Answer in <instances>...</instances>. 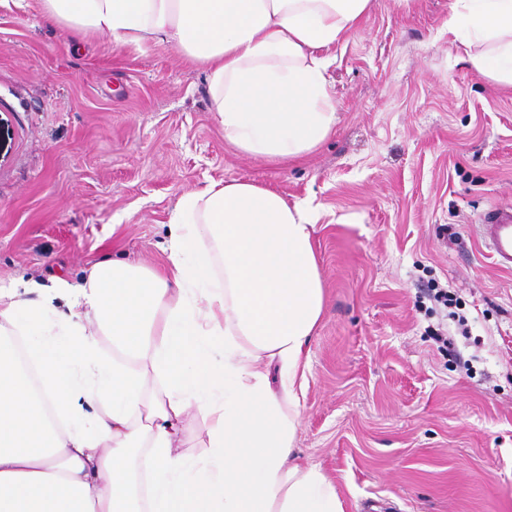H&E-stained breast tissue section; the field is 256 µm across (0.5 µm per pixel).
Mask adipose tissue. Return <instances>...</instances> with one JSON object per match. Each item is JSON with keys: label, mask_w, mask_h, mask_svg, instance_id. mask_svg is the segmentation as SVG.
<instances>
[{"label": "adipose tissue", "mask_w": 512, "mask_h": 512, "mask_svg": "<svg viewBox=\"0 0 512 512\" xmlns=\"http://www.w3.org/2000/svg\"><path fill=\"white\" fill-rule=\"evenodd\" d=\"M369 4L39 0L70 33L173 45L205 68L225 141L270 160L334 131L327 51ZM448 26L475 70L512 84V0H455ZM312 227L275 190L213 182L177 201L162 269L99 261L37 300L0 285V512H344L295 456L325 301ZM190 416L206 435L195 455L179 439Z\"/></svg>", "instance_id": "ef3b65f1"}]
</instances>
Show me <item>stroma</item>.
I'll return each instance as SVG.
<instances>
[{
    "label": "stroma",
    "instance_id": "1",
    "mask_svg": "<svg viewBox=\"0 0 512 512\" xmlns=\"http://www.w3.org/2000/svg\"><path fill=\"white\" fill-rule=\"evenodd\" d=\"M454 0H371L332 48L338 122L310 156L224 141L203 68L114 48L0 0V284L80 286L167 263L170 212L212 182L306 205L325 290L296 449L345 512H512V270L481 237L512 209V86L448 32ZM459 301L448 344L430 285Z\"/></svg>",
    "mask_w": 512,
    "mask_h": 512
}]
</instances>
